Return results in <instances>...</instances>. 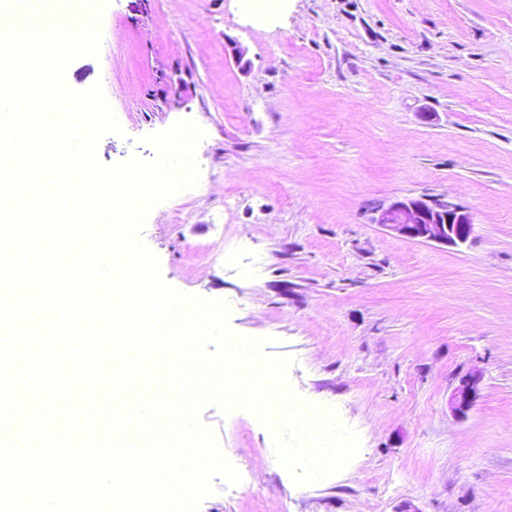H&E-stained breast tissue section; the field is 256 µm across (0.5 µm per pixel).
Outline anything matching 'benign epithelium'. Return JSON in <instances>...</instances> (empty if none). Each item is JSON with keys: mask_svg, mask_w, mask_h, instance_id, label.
Wrapping results in <instances>:
<instances>
[{"mask_svg": "<svg viewBox=\"0 0 512 512\" xmlns=\"http://www.w3.org/2000/svg\"><path fill=\"white\" fill-rule=\"evenodd\" d=\"M373 222L413 241L454 248L469 241L475 226L467 207L425 195L399 198L378 206ZM482 380L478 371L460 380L449 399L454 414L463 416L474 406Z\"/></svg>", "mask_w": 512, "mask_h": 512, "instance_id": "benign-epithelium-1", "label": "benign epithelium"}]
</instances>
